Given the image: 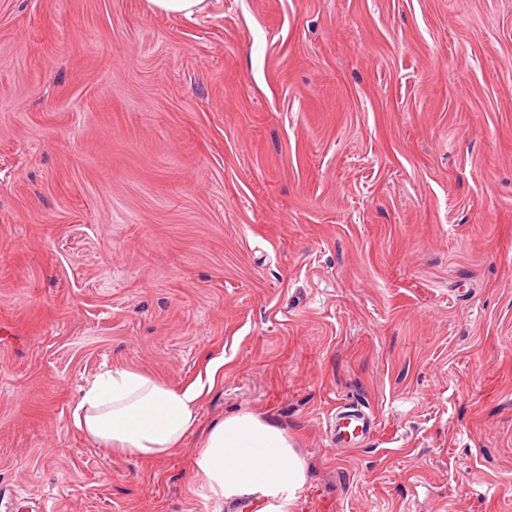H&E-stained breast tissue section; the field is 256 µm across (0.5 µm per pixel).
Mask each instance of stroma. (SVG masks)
Segmentation results:
<instances>
[{
	"mask_svg": "<svg viewBox=\"0 0 512 512\" xmlns=\"http://www.w3.org/2000/svg\"><path fill=\"white\" fill-rule=\"evenodd\" d=\"M217 356L171 456L72 422L101 369ZM241 412L293 440L294 512H512V0H0V486L255 512L192 473ZM149 8L158 13L192 18L209 8V0H147ZM353 421L357 422V424L352 432H350L349 428ZM372 425L373 420L369 415L353 414L336 418V422L330 423L329 430L332 438L336 439V444H339L346 440V436H349L350 439L351 435H354V438H367L372 430ZM356 430L357 433L354 434Z\"/></svg>",
	"mask_w": 512,
	"mask_h": 512,
	"instance_id": "35a3bbf8",
	"label": "stroma"
}]
</instances>
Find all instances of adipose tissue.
Masks as SVG:
<instances>
[{
  "label": "adipose tissue",
  "instance_id": "adipose-tissue-1",
  "mask_svg": "<svg viewBox=\"0 0 512 512\" xmlns=\"http://www.w3.org/2000/svg\"><path fill=\"white\" fill-rule=\"evenodd\" d=\"M223 358L209 363L211 374L171 389L149 374L107 368L86 380L71 408L78 430L114 454L160 459L181 448L199 422V405ZM196 479L216 498L259 495L264 512H292L305 483L304 465L287 433L245 412L211 427L192 461Z\"/></svg>",
  "mask_w": 512,
  "mask_h": 512
}]
</instances>
